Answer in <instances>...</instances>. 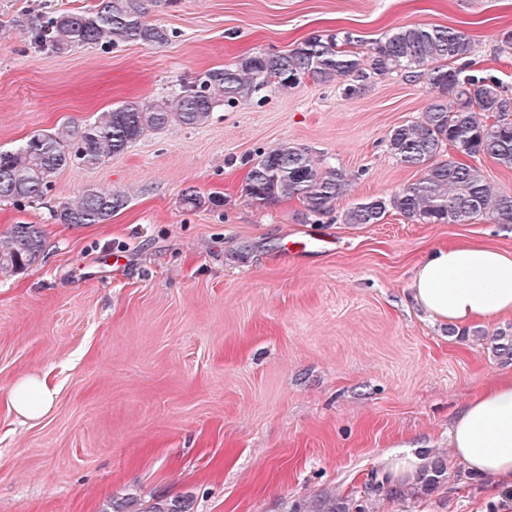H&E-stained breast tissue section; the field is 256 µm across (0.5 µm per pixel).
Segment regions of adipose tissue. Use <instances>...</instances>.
Returning <instances> with one entry per match:
<instances>
[{
    "mask_svg": "<svg viewBox=\"0 0 512 512\" xmlns=\"http://www.w3.org/2000/svg\"><path fill=\"white\" fill-rule=\"evenodd\" d=\"M412 297L434 321L466 326L512 313V256L480 244L431 250L415 268ZM11 410L38 422L51 412L54 393L37 375L10 389ZM464 469L512 488V376L482 384L456 414L449 432Z\"/></svg>",
    "mask_w": 512,
    "mask_h": 512,
    "instance_id": "ef3b65f1",
    "label": "adipose tissue"
}]
</instances>
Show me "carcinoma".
Instances as JSON below:
<instances>
[{
  "mask_svg": "<svg viewBox=\"0 0 512 512\" xmlns=\"http://www.w3.org/2000/svg\"><path fill=\"white\" fill-rule=\"evenodd\" d=\"M147 0H97L83 13L58 11L31 22L34 45L54 53L74 46L169 41L167 31L145 21ZM473 45L462 30L446 26H405L386 34L363 53L351 33L314 34L286 53L257 54L186 85L171 101H129L99 113L80 128L38 133L20 146L0 151V203H31L46 195L51 178L70 165L94 166L126 151L148 131L171 122L203 125L214 105L253 98L276 79L280 85L309 77L319 83L347 79L365 83L391 73H410L426 63L430 100L421 116L394 127L387 147L420 177L388 198L372 197L346 209V224H378L389 210L420 224H467L485 217L512 224V196L492 193L469 158L490 157L512 169V94L493 77L466 73ZM455 151L444 156L446 149ZM245 193L263 204L298 198L311 216L336 210L351 183L338 168L319 165L304 147L284 142L249 159ZM127 197L112 190H86L57 212L63 224H105L125 207ZM36 224H16L0 239V268L18 271L42 251ZM494 353L512 358V336L479 334ZM446 463L425 466L420 479L429 491L443 480ZM141 512H187L179 500L156 499Z\"/></svg>",
  "mask_w": 512,
  "mask_h": 512,
  "instance_id": "1",
  "label": "carcinoma"
}]
</instances>
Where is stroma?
Wrapping results in <instances>:
<instances>
[{
	"label": "stroma",
	"instance_id": "1",
	"mask_svg": "<svg viewBox=\"0 0 512 512\" xmlns=\"http://www.w3.org/2000/svg\"><path fill=\"white\" fill-rule=\"evenodd\" d=\"M95 2L0 0V150L340 31L366 50L403 26L463 29L471 73L512 92V49L500 48L512 0H153L145 19L167 44L57 54L31 43L35 16ZM428 101L422 67L352 94L341 81L274 83L218 105L202 126L174 123L101 164L60 170L39 202L0 203V237L17 224L44 235L30 266L0 271V512H104L159 496L189 512H327L360 500L370 512H512V491L464 472L448 437L457 409L512 375V360L449 334L409 298L430 249L476 241L512 254V224L342 218L416 179L386 138ZM282 142L349 176L335 211L315 218L294 197L268 206L245 195L249 158ZM93 187L122 192L126 206L105 224L55 220ZM189 193L201 206L186 205ZM311 234L332 250L286 251ZM30 374L56 391L36 424L8 406ZM405 449L447 462L439 488L368 495L382 456Z\"/></svg>",
	"mask_w": 512,
	"mask_h": 512
}]
</instances>
